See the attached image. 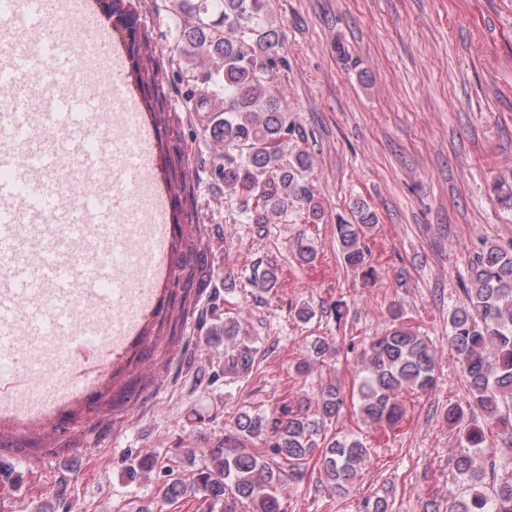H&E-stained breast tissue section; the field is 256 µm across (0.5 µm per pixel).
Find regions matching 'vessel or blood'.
I'll return each instance as SVG.
<instances>
[{"mask_svg": "<svg viewBox=\"0 0 512 512\" xmlns=\"http://www.w3.org/2000/svg\"><path fill=\"white\" fill-rule=\"evenodd\" d=\"M61 10L62 0H0V86L12 91L9 102L0 105V141L12 147L0 152V356L11 365L0 380L2 390L19 386L36 370L34 360L21 357L14 345L20 327L32 339L74 338L76 357L88 366L95 362V352L79 342L80 331L67 312L81 295L105 298L111 306L122 303V291L105 286L112 281L113 264H125L134 252L123 248L113 264L101 253L112 239L116 212L127 207L131 190L147 182L153 170V139L141 127L123 58L111 36L101 34L84 52L106 67L110 95L121 101L136 135L127 142L121 179L100 183L89 203L63 201L60 173L82 181L99 167V153L86 148L93 115L105 124L112 116L98 114V102L65 91L77 67L67 25L57 23L37 39L26 32L43 18H58ZM71 157L77 165L63 168ZM77 248L83 258L76 265L71 253ZM22 295L29 301L23 317L18 314Z\"/></svg>", "mask_w": 512, "mask_h": 512, "instance_id": "obj_1", "label": "vessel or blood"}]
</instances>
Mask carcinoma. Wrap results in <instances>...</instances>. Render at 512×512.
<instances>
[{
  "label": "carcinoma",
  "mask_w": 512,
  "mask_h": 512,
  "mask_svg": "<svg viewBox=\"0 0 512 512\" xmlns=\"http://www.w3.org/2000/svg\"><path fill=\"white\" fill-rule=\"evenodd\" d=\"M167 12L187 104L207 114L205 140L213 148L211 175L224 183V194L238 212L265 224L301 207L319 216V206L305 178L311 160L303 151L286 158L299 134L282 105L275 76L284 63L281 28L270 14V0H169ZM263 214L255 217L256 207ZM377 214L357 207V220L336 225L344 263L376 279L368 265L367 239ZM187 247L204 255L202 228L194 225ZM464 300L448 308V349L467 389L462 401L448 403L443 418L458 432L450 457L456 482L448 491V512H512V463L497 453L512 451V243L484 240L461 277ZM393 327L360 344L358 378L351 394L330 380L312 398L280 407L272 419L260 412H240L224 442L208 450L185 479L171 466L157 497L138 512H157L158 501L175 504L194 499L200 512H287L286 488L303 480L309 466L318 468L329 495L346 497L369 454L358 434H336L332 426L349 410L371 428L391 430L402 423L404 396L424 394L435 384L436 353L432 340L404 323L401 308L390 311ZM335 343L316 336L307 341L308 359L301 374L324 362ZM254 349L234 343L224 371L244 373ZM480 411L485 425L468 416ZM259 442L260 455L250 448Z\"/></svg>",
  "instance_id": "cac0c4a2"
}]
</instances>
